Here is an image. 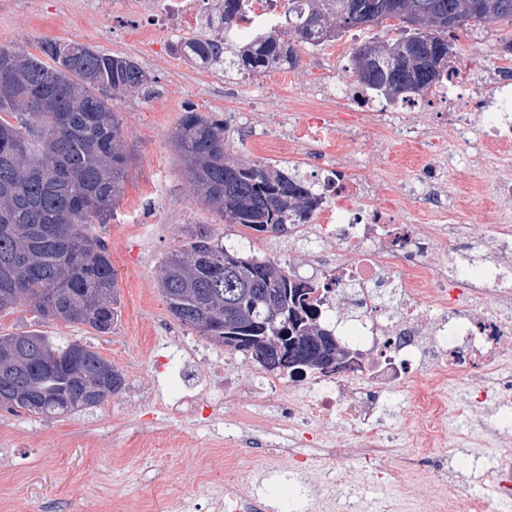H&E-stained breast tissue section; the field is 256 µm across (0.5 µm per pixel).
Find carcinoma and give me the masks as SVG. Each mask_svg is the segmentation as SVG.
Instances as JSON below:
<instances>
[{
  "label": "carcinoma",
  "instance_id": "1",
  "mask_svg": "<svg viewBox=\"0 0 512 512\" xmlns=\"http://www.w3.org/2000/svg\"><path fill=\"white\" fill-rule=\"evenodd\" d=\"M245 2L219 0L180 53L204 67L258 74L296 65L302 45L393 17L401 34L364 43L351 59L359 83L392 102L420 96L447 75L448 33L512 25V0H479L478 12L452 29L448 14L466 12L471 0H287L289 39L264 32L232 48ZM38 50L0 45V314L24 306L41 323L106 333L118 317L119 285L93 225L108 223L131 163L112 100L141 91L149 76L133 60L77 42L47 41ZM171 140L195 199L226 224L283 235L320 206L295 175L233 155L222 120L188 111ZM158 286L182 325L265 371L302 378L351 362L342 345L316 342L332 335L318 313L322 284L294 281L271 259L229 249L203 225L165 257ZM6 349L1 411L62 416L124 387L112 362L76 339L36 329L0 334Z\"/></svg>",
  "mask_w": 512,
  "mask_h": 512
}]
</instances>
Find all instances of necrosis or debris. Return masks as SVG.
<instances>
[{"instance_id":"necrosis-or-debris-1","label":"necrosis or debris","mask_w":512,"mask_h":512,"mask_svg":"<svg viewBox=\"0 0 512 512\" xmlns=\"http://www.w3.org/2000/svg\"><path fill=\"white\" fill-rule=\"evenodd\" d=\"M457 78L450 72L422 101L389 102L361 94L341 79L300 96L317 115L306 135L319 145L310 163L323 171L327 193L314 222L295 225L273 248L284 254L293 243L307 254V263L292 270L293 278H329L320 313L353 354L346 377L332 372L285 381L261 373L244 377L229 361L223 395L212 398L198 384H188L172 403V413L216 422L223 419L226 403L254 401L284 419L318 427L341 423L367 458L381 461L387 449L372 428L375 413L385 392L405 388L414 396L406 418H427L421 447L438 451L443 434L437 422L446 409L434 400V385L456 379L482 383L512 353V227L496 228L493 252L481 266L428 259L432 241L453 242L461 233L458 211L448 204L449 173L464 154L479 155L492 145L512 147V54H501L494 71L473 75L478 92L462 107L454 103ZM328 102L340 107L355 102L365 113L339 128L322 111ZM419 106L447 112L461 150L444 147L437 127L410 122L409 110ZM388 135L422 160L428 175L395 182L388 189L394 204L382 208L373 202L377 187L368 174L345 179L339 171L353 141ZM402 202L410 203L420 219L441 215V223H403ZM354 388L359 396L352 402L348 393Z\"/></svg>"}]
</instances>
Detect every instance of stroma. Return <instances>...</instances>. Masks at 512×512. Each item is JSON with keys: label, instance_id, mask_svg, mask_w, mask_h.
Listing matches in <instances>:
<instances>
[{"label": "stroma", "instance_id": "35a3bbf8", "mask_svg": "<svg viewBox=\"0 0 512 512\" xmlns=\"http://www.w3.org/2000/svg\"><path fill=\"white\" fill-rule=\"evenodd\" d=\"M156 0H112L109 18H100L77 0H0V45L35 51L45 39L90 45L102 52L137 61L150 81L141 91L118 97L112 105L123 119V134L132 162L124 194L109 223L95 227L105 242L119 285V313L110 333L82 324L46 325L50 335L73 338L91 345L111 360L124 375L122 391L98 407L64 417L46 419L0 411V512H133L148 502L156 512H210L212 497L223 495V476L261 488L272 512H327L334 500L357 503L358 512H380L384 503L396 512H410L418 504L430 512L429 496L438 487L437 471L450 475L456 488L482 494L474 478L476 457L512 455V411L492 401L477 402L476 387L460 385L440 390V400L476 401L483 423L505 426L499 448L486 450L477 439L466 438L465 420L446 436L445 452L428 469V479L405 485L387 482L365 464L356 442L340 424L315 429L320 445L313 467L295 470L290 465L268 472L249 467L234 455L209 459L219 481L196 482L204 448L222 443L224 429L244 417L246 406L224 410V421L189 423L169 413L166 402L176 396V378L170 369L156 367L151 351L164 336H183L207 348L212 359L225 354L195 330L182 326L170 313L157 282L167 253L182 246L190 228L207 225L224 245L249 239L258 257L271 258V236L235 224L194 201L170 135L183 112L195 110L222 119L228 144L246 159L296 172L307 181L321 179L309 166L302 143L292 139L273 143L267 133L278 124L300 131L307 117L295 94L335 75L350 71L351 54L360 44L382 37L386 25L356 28L335 42L301 48L299 62L280 73L258 77L204 69L177 53L174 44L188 37L177 24L157 30L149 16ZM487 40L463 33L456 42L454 61L470 68H488L495 56L489 41L503 45L512 40V25L486 26ZM269 87L272 101L258 104L257 85ZM393 137L364 142L349 150L350 166L377 174L378 188L393 177H416L413 161L403 158ZM139 386L143 399L131 396ZM411 403L404 390L383 398L376 426L393 463L414 454L411 442L418 423L405 421ZM344 454L331 466L330 476L319 469L325 448Z\"/></svg>", "mask_w": 512, "mask_h": 512}]
</instances>
